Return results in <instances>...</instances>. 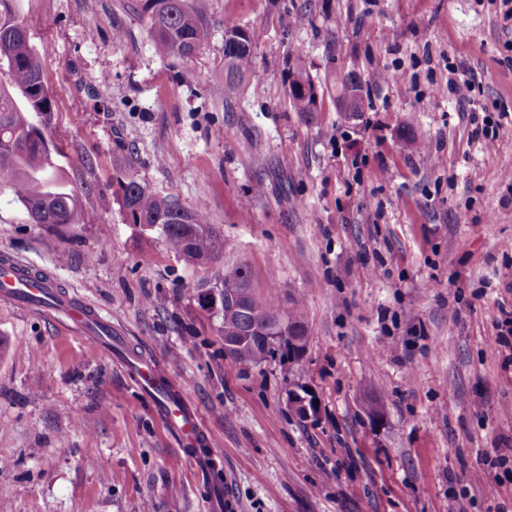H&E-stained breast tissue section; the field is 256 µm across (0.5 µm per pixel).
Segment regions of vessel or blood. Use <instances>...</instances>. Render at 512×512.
<instances>
[{
	"label": "vessel or blood",
	"instance_id": "1",
	"mask_svg": "<svg viewBox=\"0 0 512 512\" xmlns=\"http://www.w3.org/2000/svg\"><path fill=\"white\" fill-rule=\"evenodd\" d=\"M0 299L24 307L55 315L65 326L86 331L100 328L104 344H111L112 323L88 304L62 296L56 283L49 277L24 265L0 268ZM158 412L165 423L184 441L182 459L196 473L202 474L214 463L218 450L211 433L199 421L196 411L180 401L159 402Z\"/></svg>",
	"mask_w": 512,
	"mask_h": 512
}]
</instances>
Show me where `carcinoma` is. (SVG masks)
I'll return each instance as SVG.
<instances>
[{
    "label": "carcinoma",
    "mask_w": 512,
    "mask_h": 512,
    "mask_svg": "<svg viewBox=\"0 0 512 512\" xmlns=\"http://www.w3.org/2000/svg\"><path fill=\"white\" fill-rule=\"evenodd\" d=\"M150 36L164 56L188 58L207 39L205 24L188 0H145ZM20 20L16 0H0V68L9 72L10 85L0 86V182L7 184L35 224H79L84 217L78 193L69 187L57 164L56 147L47 143L53 99L43 80L42 60L29 38L14 30ZM224 94H229L251 69L256 32L233 25L224 30ZM287 65L296 81L309 92L289 95L296 112H318L319 91L314 89L306 58L299 50L288 55ZM342 88L356 91L358 109H363L367 88L357 77H342ZM121 205L132 224H155L169 252L191 264H213L221 283L252 282L249 266L233 258L231 245L209 224L202 207L189 210L176 199L154 194L140 182L121 185ZM222 332L241 338L235 360L247 363L255 352L266 356L282 336H305L302 309H282L268 298L260 301L224 293L218 287Z\"/></svg>",
    "instance_id": "obj_1"
}]
</instances>
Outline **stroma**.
Listing matches in <instances>:
<instances>
[{"mask_svg":"<svg viewBox=\"0 0 512 512\" xmlns=\"http://www.w3.org/2000/svg\"><path fill=\"white\" fill-rule=\"evenodd\" d=\"M209 37L160 55L144 0H18L54 102L49 134L80 224H34L0 184V257L111 312L221 451L237 512H512V26L495 0H189ZM256 31L230 95L224 27ZM301 49L320 110L294 111ZM493 82L463 104L449 68ZM402 80L377 82L382 70ZM371 98L342 112L340 78ZM495 116L498 140L473 138ZM137 180L209 222L257 298L300 306L307 345L224 356L194 295L214 269L129 223ZM317 403L299 415L294 396ZM92 339L0 302V512H208L204 478Z\"/></svg>","mask_w":512,"mask_h":512,"instance_id":"stroma-1","label":"stroma"}]
</instances>
